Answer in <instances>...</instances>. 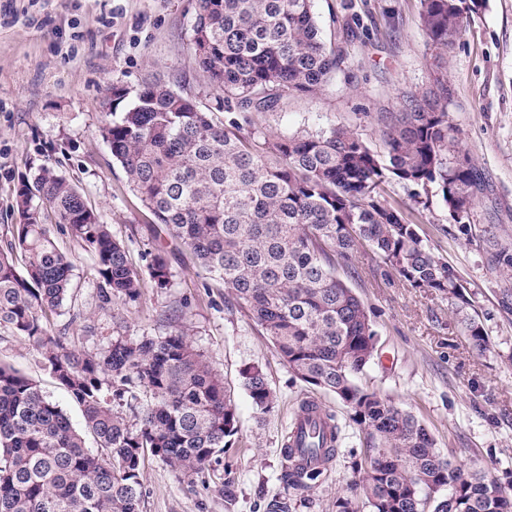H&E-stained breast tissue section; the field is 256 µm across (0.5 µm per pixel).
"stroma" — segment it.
<instances>
[{
  "label": "stroma",
  "instance_id": "1",
  "mask_svg": "<svg viewBox=\"0 0 512 512\" xmlns=\"http://www.w3.org/2000/svg\"><path fill=\"white\" fill-rule=\"evenodd\" d=\"M419 0H315L323 33H335L347 56L341 71L316 93L284 96L262 114L264 131L355 129L379 146L382 115L433 77L419 20ZM196 0H0V226L15 223L19 181L54 168L123 241L133 263L146 268L164 249L167 287L147 286L133 301L101 307L94 260L67 234L51 227L73 264L72 293L50 318L52 333L74 337L94 351L123 336H159L183 323L195 345L223 373L237 405L239 438L219 465L187 484L156 457L144 461L142 512H267L285 495L282 443L298 400L342 406L332 395L297 379L267 336L242 312L230 290L207 278L183 247L156 236L152 214L131 190L99 128L107 88H137L154 78L203 105L216 93L190 49ZM357 15V37L346 41L344 17ZM450 122L476 162L483 191L464 231L449 223L439 198L417 204L413 189L389 188L391 203L412 213L433 251L456 266L474 295L488 336L477 351L455 327L448 301L433 288L404 284L368 246L358 250V274L347 283L370 308L378 354L357 381L411 411L453 466L486 471L512 483V267L498 258L512 249V0H480L463 38L448 54ZM0 363L39 381L43 391L81 425L79 408L45 370L22 337L0 328ZM256 366L277 396L256 410L239 372ZM362 433L347 424L329 476L295 496L293 512H336V499L363 452Z\"/></svg>",
  "mask_w": 512,
  "mask_h": 512
}]
</instances>
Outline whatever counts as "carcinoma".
Returning a JSON list of instances; mask_svg holds the SVG:
<instances>
[{
	"label": "carcinoma",
	"mask_w": 512,
	"mask_h": 512,
	"mask_svg": "<svg viewBox=\"0 0 512 512\" xmlns=\"http://www.w3.org/2000/svg\"><path fill=\"white\" fill-rule=\"evenodd\" d=\"M420 3L436 72L383 119L380 152L343 126L242 133L251 113L275 111L287 93L312 94L341 69L344 51L318 27L314 0H197L193 50L223 106H203L160 79L134 91L114 83L112 106L132 101L100 134L157 224L231 289L293 375L334 394L359 426L365 453L353 462L346 503L361 495L371 512H512V493L488 496L497 479L453 467L413 414L356 383L374 359L378 332L336 274L338 266L357 273L364 242L410 287L442 292L456 327L477 350L487 346L459 272L387 200L394 181L433 188L451 221L465 228L480 190L449 121L445 74L479 0ZM221 111L230 117L219 119ZM12 208L17 222L0 249V326L32 343L80 408L83 426L74 428L36 381L0 365V512H141L146 454L191 480L238 433L224 377L182 327L118 337L96 352L50 332L48 316L71 289L72 263L49 221L65 225L94 257L102 306L138 298L146 281L124 243L55 170L21 180ZM148 272L166 287L164 251L154 253ZM240 377L258 410L274 408L261 370ZM141 392L149 399L132 425L123 406ZM340 433L326 410L301 435L300 453L288 432V489L307 491L327 474ZM88 437L97 449L86 446Z\"/></svg>",
	"instance_id": "1"
}]
</instances>
